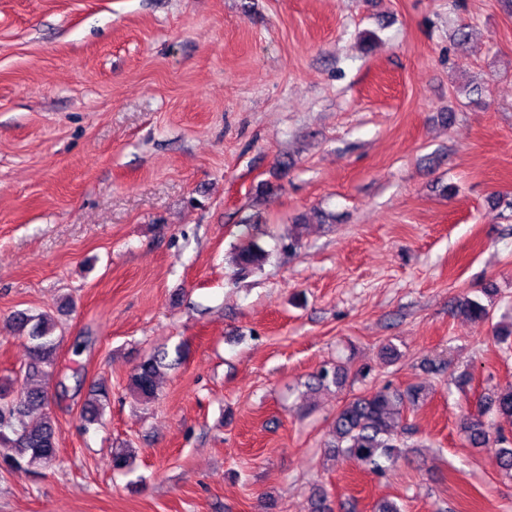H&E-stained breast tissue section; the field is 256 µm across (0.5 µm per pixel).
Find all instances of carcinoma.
Segmentation results:
<instances>
[{
    "mask_svg": "<svg viewBox=\"0 0 512 512\" xmlns=\"http://www.w3.org/2000/svg\"><path fill=\"white\" fill-rule=\"evenodd\" d=\"M267 260L266 252L253 240L238 247L233 263L238 272L246 273L261 268ZM454 311L469 320L489 319L490 307L467 295L458 297ZM13 331L29 344L30 360L24 377L30 385L13 393L0 387V468L6 470H31L51 465L57 456L56 422L50 414H43L39 424L26 422L35 410H44L48 393L33 380L54 368L57 342L53 336L55 324L48 314L30 315L19 311L12 318ZM176 358L168 360L169 353L157 352L140 362L130 375L128 389L140 401L149 403L157 393L162 371L171 368L183 358L182 348L175 349ZM319 388H342L346 373L339 365L322 366L313 376ZM421 391L410 388L404 392L389 385L357 396L344 404L336 414L326 447L335 454L353 459L369 470L384 473L401 456L400 438L404 413L420 403ZM108 400V390L101 384L94 390L83 417L85 425L96 424ZM512 419V387L482 396L476 410L467 411L461 427L469 440L485 446L495 440V463L506 473H512V446L507 438L495 436L494 417Z\"/></svg>",
    "mask_w": 512,
    "mask_h": 512,
    "instance_id": "obj_1",
    "label": "carcinoma"
}]
</instances>
